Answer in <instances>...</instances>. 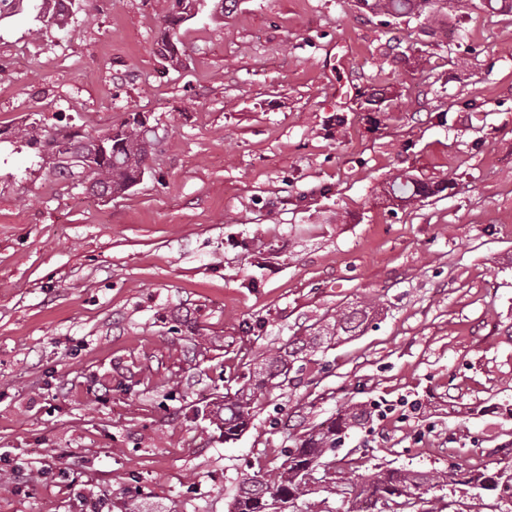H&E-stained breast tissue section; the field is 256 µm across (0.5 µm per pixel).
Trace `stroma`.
Returning a JSON list of instances; mask_svg holds the SVG:
<instances>
[{
    "mask_svg": "<svg viewBox=\"0 0 512 512\" xmlns=\"http://www.w3.org/2000/svg\"><path fill=\"white\" fill-rule=\"evenodd\" d=\"M82 5L0 22V512H85L47 463L112 512H227L361 405L339 493L299 512L380 470L512 468V13L459 0L443 37L357 0H206L173 31V0ZM135 112L161 142L120 196L10 137ZM402 175L430 194L392 198ZM297 336L321 343L225 441V396Z\"/></svg>",
    "mask_w": 512,
    "mask_h": 512,
    "instance_id": "stroma-1",
    "label": "stroma"
}]
</instances>
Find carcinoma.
<instances>
[{
  "label": "carcinoma",
  "instance_id": "1",
  "mask_svg": "<svg viewBox=\"0 0 512 512\" xmlns=\"http://www.w3.org/2000/svg\"><path fill=\"white\" fill-rule=\"evenodd\" d=\"M205 0H174L173 24L188 21L192 2ZM12 8L0 11V21L7 20L27 10L38 31L63 26L70 14L61 15L55 8V0H11ZM440 0H359V4L392 20L422 17L432 22L438 30H444L448 8L437 7ZM31 147L40 145L58 157L57 173L73 175L78 160L96 155V166L87 172L90 178L89 190L98 195H114L127 191L140 181L145 170V161L150 150L159 143L156 134L146 131L144 124L134 113L121 126L115 128V135H103L99 139L88 138L77 132L58 129L40 140L24 131ZM393 193L409 197L427 194V188L403 179L392 185ZM369 311L352 310L341 313L338 328L345 334L359 329L367 320ZM286 359L275 355L267 359L265 372L259 386H266L277 379L287 380ZM254 403L253 393L241 388L233 396L224 398V441L235 440L247 428ZM366 411L352 407L336 414L331 421L308 429L286 452V459L271 474H247L242 479L233 500L238 512H263L265 503L273 496L292 501L312 493L311 487L302 480L301 472L312 463H322L328 454L336 451L347 432L359 424ZM465 485L479 492H488L496 500L512 503V473H485L471 470L460 464H452L448 471L437 474L427 472L388 469L381 470L355 484L354 496L347 500L345 512H368V506L375 505L374 497L381 491H388L401 500L400 506L409 507L422 501V495L439 484Z\"/></svg>",
  "mask_w": 512,
  "mask_h": 512
}]
</instances>
